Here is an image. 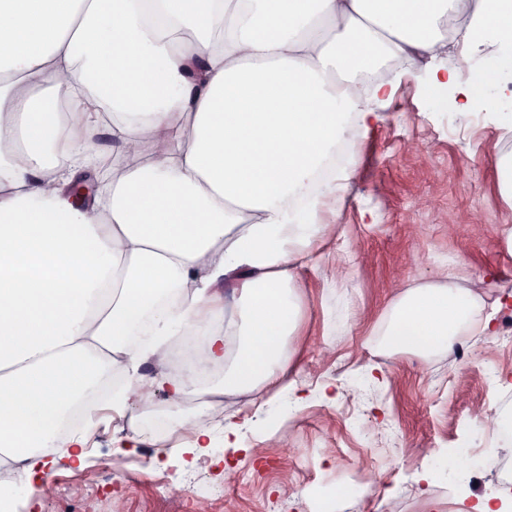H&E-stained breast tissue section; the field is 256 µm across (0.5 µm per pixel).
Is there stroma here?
<instances>
[{
  "label": "stroma",
  "mask_w": 512,
  "mask_h": 512,
  "mask_svg": "<svg viewBox=\"0 0 512 512\" xmlns=\"http://www.w3.org/2000/svg\"><path fill=\"white\" fill-rule=\"evenodd\" d=\"M493 51L460 46L418 58L370 128L349 123L355 175L345 201L320 214L329 226L316 244L323 260L304 275L291 338L298 394L261 406L242 396L213 399L207 409L185 401L179 412L212 434L205 461L167 457L188 434L161 430L160 420L174 414L165 394L130 400L119 420L95 403L84 415L92 425L85 465L50 466L53 495L25 487L18 512H194L201 497L210 512H469L499 486V475L475 468L473 455L512 460V439L489 426L512 422V249L502 235L512 203L497 176L512 132L485 94L462 111L426 86L435 67L471 82ZM409 140L418 151L405 149ZM449 270L459 284L502 299L494 335L469 337L463 361L451 352L422 361L372 348L397 285L441 282ZM229 414L236 449L224 445ZM119 438L131 441L123 457L112 454ZM429 455L460 459L466 481L444 472L423 479ZM228 467L236 474L229 485Z\"/></svg>",
  "instance_id": "obj_1"
}]
</instances>
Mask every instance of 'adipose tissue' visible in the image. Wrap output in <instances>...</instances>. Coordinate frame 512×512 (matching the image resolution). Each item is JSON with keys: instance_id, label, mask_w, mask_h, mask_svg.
<instances>
[{"instance_id": "ef3b65f1", "label": "adipose tissue", "mask_w": 512, "mask_h": 512, "mask_svg": "<svg viewBox=\"0 0 512 512\" xmlns=\"http://www.w3.org/2000/svg\"><path fill=\"white\" fill-rule=\"evenodd\" d=\"M452 37L501 50L467 86L432 71L468 99L512 55V0H0V467L26 485L45 449L84 462L60 424L101 371L125 373L119 414L135 390L175 407L199 394L194 370L167 369L191 332L229 364L210 394L295 391L303 261L348 180L305 185L348 117L368 126L391 100L396 76L360 81L374 49L408 62ZM100 127L127 154L84 205L69 188ZM493 321L455 281L411 285L379 344L427 359Z\"/></svg>"}]
</instances>
